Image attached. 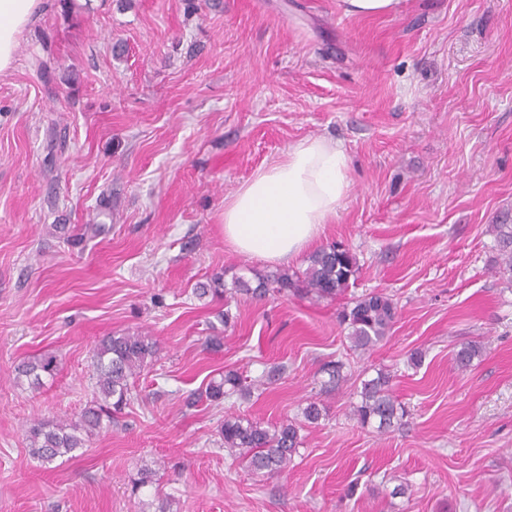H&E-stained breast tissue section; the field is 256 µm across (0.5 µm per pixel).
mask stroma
I'll return each mask as SVG.
<instances>
[{
    "label": "stroma",
    "instance_id": "1",
    "mask_svg": "<svg viewBox=\"0 0 512 512\" xmlns=\"http://www.w3.org/2000/svg\"><path fill=\"white\" fill-rule=\"evenodd\" d=\"M308 137L342 144L352 179L317 245L356 253L346 298L397 306L366 351L339 322L346 298L195 294L271 271L225 240L224 202ZM494 224H512V0L373 18L338 0H44L0 74V512H512V282ZM128 331L159 345L136 400L43 466L27 421L77 419L95 343ZM470 341L483 352L459 368ZM47 354L55 373L18 385ZM330 360L349 377L333 391ZM274 364L233 411L298 421L317 400L323 416L288 469L254 477L217 444L223 409L185 399ZM380 369L408 411L384 434L350 414L352 379ZM57 368L55 355H44L32 361L23 362L17 369L18 378L26 377L31 384L39 383L42 373H52Z\"/></svg>",
    "mask_w": 512,
    "mask_h": 512
}]
</instances>
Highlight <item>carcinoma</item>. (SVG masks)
<instances>
[{
    "label": "carcinoma",
    "instance_id": "carcinoma-1",
    "mask_svg": "<svg viewBox=\"0 0 512 512\" xmlns=\"http://www.w3.org/2000/svg\"><path fill=\"white\" fill-rule=\"evenodd\" d=\"M491 231L501 247L504 270L512 273V224H493ZM358 272V259L351 249L339 242L326 244L307 258V266L298 275L288 269L273 274L255 273L256 286L241 277L227 288L223 277L215 275L211 284L198 289V296L214 298L250 294L261 298L274 289L279 293H303L317 301L333 300L345 293L350 280ZM397 307L384 293H370L353 298L343 308L340 322L347 325L349 339L356 350H366L382 341L391 331ZM481 353L473 344H463L455 354L458 367L470 366ZM158 345L145 336L118 333L100 339L94 352L95 384L93 399L75 421L35 419L27 428L31 455L44 465L60 458H73V453L86 447L89 438L112 422V415L122 412L134 399L130 380L156 361ZM57 368L54 355H44L22 363L17 374L35 384L44 373ZM254 384L245 383L234 371L213 378L205 390L192 393L190 400H207L220 405L233 396H251ZM360 401L352 414L363 426L373 425L386 433L407 415V409L390 393V375L379 371L377 376L361 383L356 390ZM218 435L224 451L256 476L265 477L288 468L302 444L299 427L291 422L266 424L237 414L224 415Z\"/></svg>",
    "mask_w": 512,
    "mask_h": 512
}]
</instances>
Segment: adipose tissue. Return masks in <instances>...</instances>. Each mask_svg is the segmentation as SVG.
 I'll return each instance as SVG.
<instances>
[{
	"label": "adipose tissue",
	"mask_w": 512,
	"mask_h": 512,
	"mask_svg": "<svg viewBox=\"0 0 512 512\" xmlns=\"http://www.w3.org/2000/svg\"><path fill=\"white\" fill-rule=\"evenodd\" d=\"M42 0H0V73ZM352 187L349 158L336 143L304 139L258 169L224 204V237L235 250L272 262L301 253L332 223Z\"/></svg>",
	"instance_id": "1"
}]
</instances>
